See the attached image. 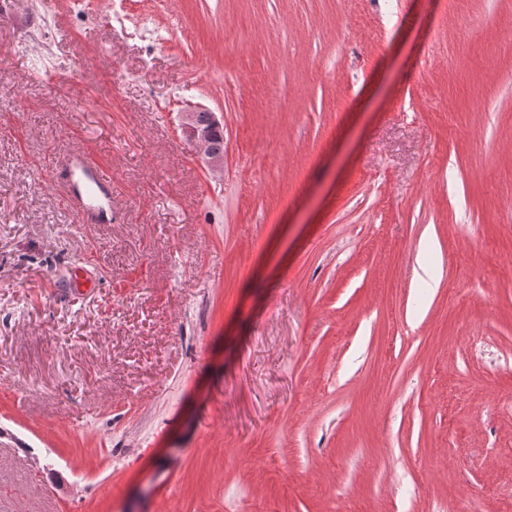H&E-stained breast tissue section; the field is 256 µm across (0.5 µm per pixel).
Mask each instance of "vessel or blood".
I'll return each instance as SVG.
<instances>
[{"mask_svg":"<svg viewBox=\"0 0 512 512\" xmlns=\"http://www.w3.org/2000/svg\"><path fill=\"white\" fill-rule=\"evenodd\" d=\"M67 184L79 202L85 223L102 224L112 213V176L88 161L85 155L71 158Z\"/></svg>","mask_w":512,"mask_h":512,"instance_id":"b4317fda","label":"vessel or blood"}]
</instances>
